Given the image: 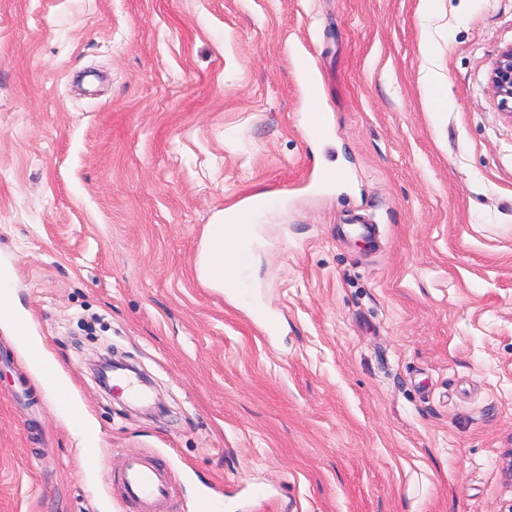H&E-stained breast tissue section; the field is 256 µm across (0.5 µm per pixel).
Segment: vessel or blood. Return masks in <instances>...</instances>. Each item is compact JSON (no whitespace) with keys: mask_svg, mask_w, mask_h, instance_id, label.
<instances>
[{"mask_svg":"<svg viewBox=\"0 0 512 512\" xmlns=\"http://www.w3.org/2000/svg\"><path fill=\"white\" fill-rule=\"evenodd\" d=\"M224 227L233 235L235 245L224 255L222 276L225 288L236 292L244 284L246 260L254 237L251 212L225 219ZM120 482L125 499L136 504L140 512H165V505L176 492L165 471L137 456L126 460Z\"/></svg>","mask_w":512,"mask_h":512,"instance_id":"1","label":"vessel or blood"}]
</instances>
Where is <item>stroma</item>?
<instances>
[{
	"instance_id": "obj_1",
	"label": "stroma",
	"mask_w": 512,
	"mask_h": 512,
	"mask_svg": "<svg viewBox=\"0 0 512 512\" xmlns=\"http://www.w3.org/2000/svg\"><path fill=\"white\" fill-rule=\"evenodd\" d=\"M511 45L512 0H0V264L95 448L0 323V512H138L137 454L170 512H512ZM260 190L230 297L205 230ZM490 80L495 95L500 97L501 105L510 108L511 113L512 107H509V103H512V46L501 52ZM426 80L430 88L427 107L431 112H442L448 107V87L438 83L431 72L426 74ZM213 224H210L206 233L205 238V244L203 248V253L201 257V262L198 268L199 276L209 281L213 284H216L220 287H222V281L219 278V275L217 273L218 268L222 264L223 261V253L224 251H227L232 247V240L231 239H225L223 240V246L216 245L214 248H212L211 245V228ZM212 249L214 250V258L212 257ZM222 255V260L218 261L220 256ZM124 498L136 504L139 512H168L163 506L175 495L169 475L137 456L129 457L120 476Z\"/></svg>"
}]
</instances>
